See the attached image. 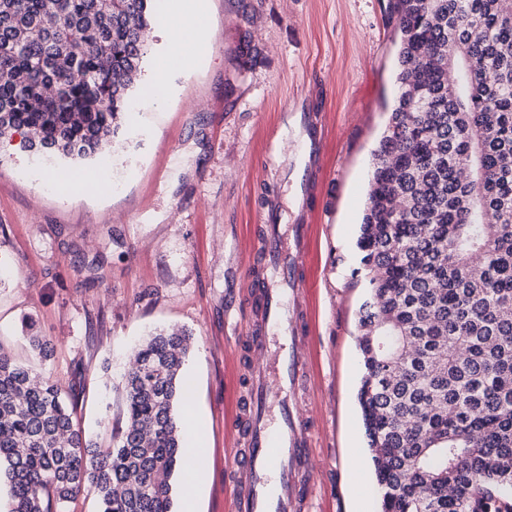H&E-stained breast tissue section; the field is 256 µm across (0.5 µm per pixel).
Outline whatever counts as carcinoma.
I'll use <instances>...</instances> for the list:
<instances>
[{"instance_id":"obj_1","label":"carcinoma","mask_w":512,"mask_h":512,"mask_svg":"<svg viewBox=\"0 0 512 512\" xmlns=\"http://www.w3.org/2000/svg\"><path fill=\"white\" fill-rule=\"evenodd\" d=\"M153 0H0V144L91 160L119 137ZM395 105L356 249L357 393L380 512H512V0H390ZM460 72L448 79V70ZM36 363L0 351V480L11 512H174L188 465L190 336L141 345L113 446L83 437Z\"/></svg>"}]
</instances>
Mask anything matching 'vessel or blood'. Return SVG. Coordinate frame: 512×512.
I'll return each instance as SVG.
<instances>
[{
    "label": "vessel or blood",
    "mask_w": 512,
    "mask_h": 512,
    "mask_svg": "<svg viewBox=\"0 0 512 512\" xmlns=\"http://www.w3.org/2000/svg\"><path fill=\"white\" fill-rule=\"evenodd\" d=\"M254 237L266 262L247 270L253 323L242 342L256 363L226 423L238 442L225 470L230 512H314V430L295 409L310 381L312 227L258 224Z\"/></svg>",
    "instance_id": "1"
}]
</instances>
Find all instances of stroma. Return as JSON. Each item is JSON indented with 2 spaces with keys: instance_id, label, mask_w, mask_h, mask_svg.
I'll return each mask as SVG.
<instances>
[{
  "instance_id": "35a3bbf8",
  "label": "stroma",
  "mask_w": 512,
  "mask_h": 512,
  "mask_svg": "<svg viewBox=\"0 0 512 512\" xmlns=\"http://www.w3.org/2000/svg\"><path fill=\"white\" fill-rule=\"evenodd\" d=\"M167 0L148 31L123 136L105 160L59 167L100 179L103 192L65 194L47 160L13 147L0 162V349L34 352L33 318L51 343L47 368L75 396L85 435L106 448L123 423L122 382L150 335L193 338L184 419L203 436L197 512H226L224 424L249 363L235 335L248 314L251 231L302 219L314 226L310 271L311 386L301 404L316 428V512H379L356 394L363 374L356 240L377 148L396 96L400 35L389 0H208L207 56L175 79L158 107L150 78L164 43ZM318 116L323 148L311 175L288 147L270 152L287 115Z\"/></svg>"
}]
</instances>
